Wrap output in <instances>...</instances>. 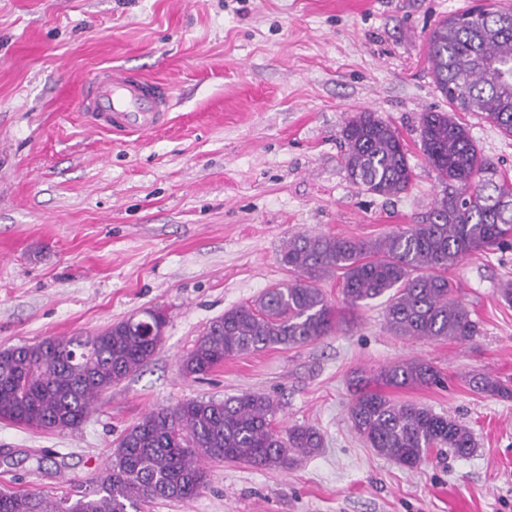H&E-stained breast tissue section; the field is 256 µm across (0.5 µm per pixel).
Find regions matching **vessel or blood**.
I'll return each instance as SVG.
<instances>
[{
    "label": "vessel or blood",
    "mask_w": 512,
    "mask_h": 512,
    "mask_svg": "<svg viewBox=\"0 0 512 512\" xmlns=\"http://www.w3.org/2000/svg\"><path fill=\"white\" fill-rule=\"evenodd\" d=\"M78 107L93 129L129 135L164 123L173 100L162 85L122 68H109L98 72L86 92L80 93Z\"/></svg>",
    "instance_id": "vessel-or-blood-1"
}]
</instances>
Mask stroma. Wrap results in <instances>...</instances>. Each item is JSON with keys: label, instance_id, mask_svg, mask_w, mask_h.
<instances>
[{"label": "stroma", "instance_id": "35a3bbf8", "mask_svg": "<svg viewBox=\"0 0 512 512\" xmlns=\"http://www.w3.org/2000/svg\"><path fill=\"white\" fill-rule=\"evenodd\" d=\"M473 0H0V349L87 336L165 310L152 359L99 399L77 431L0 422V490L55 500L96 489L121 434L149 409L261 392L277 430L311 425L323 446L292 468L207 462L189 501L144 512H512V400L471 374L512 384V248L450 272L479 326L472 341L392 335L384 303L352 311L321 287L338 326L318 341L225 360L199 380L180 359L224 311L287 281L281 251L303 230L374 239L417 223L438 190L419 148L421 113L447 110L427 36ZM168 86L174 107L145 135L91 129L75 104L102 68ZM369 111L408 150V190L355 188L341 129ZM482 154L512 177V137L463 113ZM428 361L438 386L393 390L467 426L466 459L431 452L414 468L353 430L355 371ZM473 390L486 396L512 399V387L489 374H475L469 380Z\"/></svg>", "mask_w": 512, "mask_h": 512}]
</instances>
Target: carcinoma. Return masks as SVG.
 Wrapping results in <instances>:
<instances>
[{"label":"carcinoma","mask_w":512,"mask_h":512,"mask_svg":"<svg viewBox=\"0 0 512 512\" xmlns=\"http://www.w3.org/2000/svg\"><path fill=\"white\" fill-rule=\"evenodd\" d=\"M433 82L448 110L421 114L420 151L440 190L416 224L364 241L304 231L288 239L281 262L292 279L267 289L255 303L224 311L179 363L196 379L224 360L250 351L314 342L336 328L321 283L339 276L352 309L384 297L386 328L395 336L478 335L471 312L448 276L463 260L512 248V180L481 154L459 112H480L512 137V10L474 7L441 19L428 38ZM343 165L351 184L398 196L413 180L399 132L373 112H358L341 129ZM161 341L117 322L93 335L49 337L0 350V421L56 431L78 429L94 403L139 371ZM439 371L413 358L356 373L348 417L380 456L413 468L436 449L470 456V430L382 388L436 385ZM473 390L512 399V387L489 374ZM277 404L266 394L187 399L145 413L110 455L97 489L53 501L39 493L0 490V512H139L158 500H190L207 482L204 461L286 468L322 447L320 431L272 427Z\"/></svg>","instance_id":"1"}]
</instances>
